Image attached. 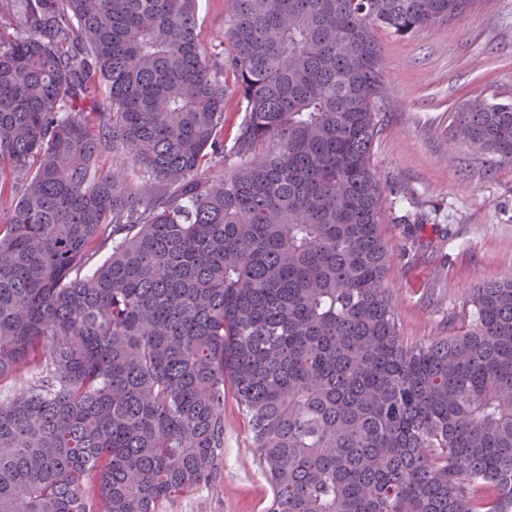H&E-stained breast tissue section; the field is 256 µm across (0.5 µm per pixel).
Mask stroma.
<instances>
[{
  "label": "stroma",
  "mask_w": 512,
  "mask_h": 512,
  "mask_svg": "<svg viewBox=\"0 0 512 512\" xmlns=\"http://www.w3.org/2000/svg\"><path fill=\"white\" fill-rule=\"evenodd\" d=\"M388 93L372 165L391 249L387 282L400 338L449 336L472 313L469 290L512 272V165L489 166L454 136L469 99L512 100V0H474L408 37L379 30ZM271 488L234 400L224 405V462L206 486L160 512H265Z\"/></svg>",
  "instance_id": "35a3bbf8"
}]
</instances>
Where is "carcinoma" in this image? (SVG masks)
Wrapping results in <instances>:
<instances>
[{
	"label": "carcinoma",
	"instance_id": "obj_1",
	"mask_svg": "<svg viewBox=\"0 0 512 512\" xmlns=\"http://www.w3.org/2000/svg\"><path fill=\"white\" fill-rule=\"evenodd\" d=\"M198 2L0 0V512H159L228 390L267 512H512V275L404 347L371 164L376 31L472 0ZM455 137L511 164L512 102ZM225 0H202L199 7V40L211 50L214 34L224 29ZM243 110L239 107L237 100L230 96L224 106V140L229 147L236 133L237 127L242 120Z\"/></svg>",
	"mask_w": 512,
	"mask_h": 512
}]
</instances>
